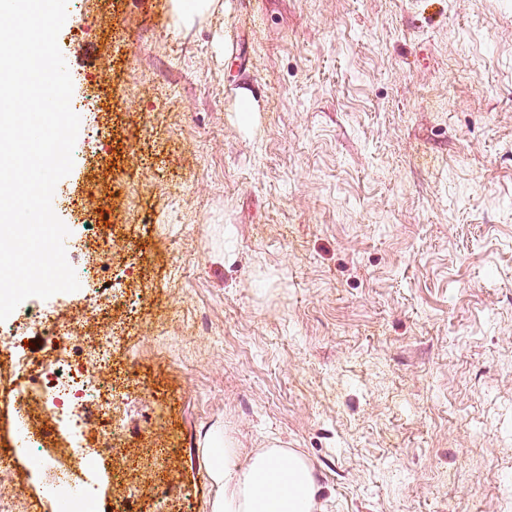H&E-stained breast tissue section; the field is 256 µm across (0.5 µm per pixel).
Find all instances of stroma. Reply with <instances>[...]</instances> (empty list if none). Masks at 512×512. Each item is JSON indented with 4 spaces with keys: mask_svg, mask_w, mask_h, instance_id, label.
<instances>
[{
    "mask_svg": "<svg viewBox=\"0 0 512 512\" xmlns=\"http://www.w3.org/2000/svg\"><path fill=\"white\" fill-rule=\"evenodd\" d=\"M77 3L58 45L81 124L52 206L79 288L0 332L44 313L116 334L121 479L172 487L132 512H209L217 425L301 453L320 512H512V0H215L190 25L172 0ZM16 407L0 397V500L114 512L110 413L89 410L88 486L59 492L28 450L35 431L68 463L59 423Z\"/></svg>",
    "mask_w": 512,
    "mask_h": 512,
    "instance_id": "stroma-1",
    "label": "stroma"
}]
</instances>
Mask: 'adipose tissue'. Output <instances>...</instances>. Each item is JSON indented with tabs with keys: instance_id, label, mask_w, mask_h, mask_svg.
Returning <instances> with one entry per match:
<instances>
[{
	"instance_id": "adipose-tissue-1",
	"label": "adipose tissue",
	"mask_w": 512,
	"mask_h": 512,
	"mask_svg": "<svg viewBox=\"0 0 512 512\" xmlns=\"http://www.w3.org/2000/svg\"><path fill=\"white\" fill-rule=\"evenodd\" d=\"M218 494L210 512H315L322 492L307 459L288 448H263L242 456L223 429L201 450Z\"/></svg>"
}]
</instances>
